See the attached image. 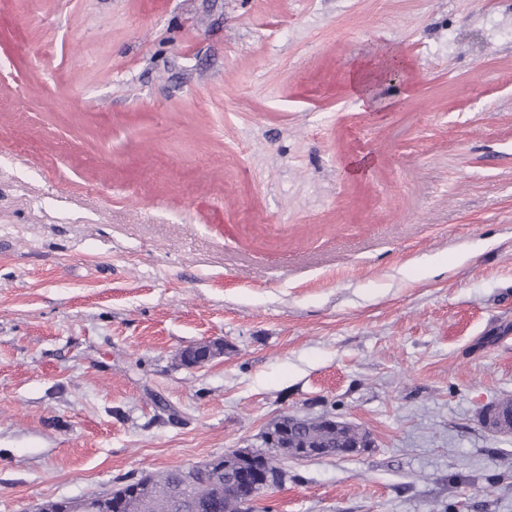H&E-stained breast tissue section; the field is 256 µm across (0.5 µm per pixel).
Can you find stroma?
Segmentation results:
<instances>
[{
  "instance_id": "stroma-1",
  "label": "stroma",
  "mask_w": 512,
  "mask_h": 512,
  "mask_svg": "<svg viewBox=\"0 0 512 512\" xmlns=\"http://www.w3.org/2000/svg\"><path fill=\"white\" fill-rule=\"evenodd\" d=\"M509 398L512 0H0V512L285 413L260 512H512ZM509 407L512 412V400L497 402L485 406L481 412V423L483 427L490 433L495 435H511L512 434V419L511 423L506 424L498 418L499 412ZM266 434L274 435V443L272 446L264 440ZM310 439H319L325 448L332 449L335 453H340L348 445L353 442L360 444L359 451L361 448H366L363 445L362 438L355 440L349 436L346 432L335 429H311L305 426H292L289 429L288 422L284 424L282 430L277 429V425H274L273 431L270 432L269 428L263 435V444L271 450H278V448H299L298 459H318L325 458V451L320 448L319 442H307L304 448H300V445Z\"/></svg>"
}]
</instances>
